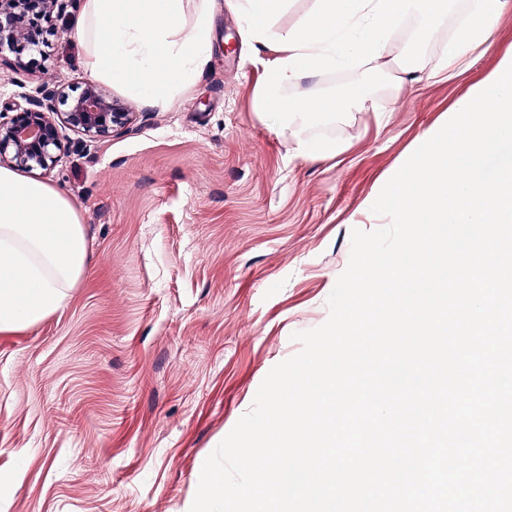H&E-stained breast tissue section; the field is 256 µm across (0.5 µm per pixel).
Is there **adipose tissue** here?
<instances>
[{"instance_id":"adipose-tissue-1","label":"adipose tissue","mask_w":512,"mask_h":512,"mask_svg":"<svg viewBox=\"0 0 512 512\" xmlns=\"http://www.w3.org/2000/svg\"><path fill=\"white\" fill-rule=\"evenodd\" d=\"M310 18L288 31L268 24L286 0H239L251 38L274 52L255 97V109L278 106V123L298 137L307 158L334 156L337 145L311 143L301 131L316 114L335 111L332 98L289 104L297 81L336 69L387 64L397 21L431 20L444 0H315ZM192 27L184 25L183 0H80L73 32L85 48L91 79L117 84L153 105L169 106L187 91L210 49V0H198ZM512 0H472L449 38L434 80L462 74L472 54L486 45ZM91 261L81 216L73 201L51 184L0 167V333L36 324L54 313Z\"/></svg>"}]
</instances>
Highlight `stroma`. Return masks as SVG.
Returning a JSON list of instances; mask_svg holds the SVG:
<instances>
[{
    "label": "stroma",
    "instance_id": "stroma-1",
    "mask_svg": "<svg viewBox=\"0 0 512 512\" xmlns=\"http://www.w3.org/2000/svg\"><path fill=\"white\" fill-rule=\"evenodd\" d=\"M469 3L399 22L385 69L291 86L296 101L336 84L367 98L312 118L302 138L342 147L323 160L255 111L272 54L236 0H214L209 61L171 108L108 87L135 124L40 174L78 206L93 259L54 314L0 334V512H189L205 459L299 350L293 333L327 320L351 230L386 225L370 210L382 187L512 48L511 9L456 80L397 85L410 34L452 33ZM46 26L25 69L0 54V109L49 77L88 82L68 16Z\"/></svg>",
    "mask_w": 512,
    "mask_h": 512
}]
</instances>
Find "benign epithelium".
<instances>
[{"label":"benign epithelium","mask_w":512,"mask_h":512,"mask_svg":"<svg viewBox=\"0 0 512 512\" xmlns=\"http://www.w3.org/2000/svg\"><path fill=\"white\" fill-rule=\"evenodd\" d=\"M75 0H0V55L8 51L15 66L22 55L40 47L41 20ZM24 106L11 117L0 114V166L27 171L51 169L68 143L59 128L68 127L89 139L109 138L133 122V113L112 102L98 85L87 82L76 96L49 78L22 95Z\"/></svg>","instance_id":"7a95c632"}]
</instances>
